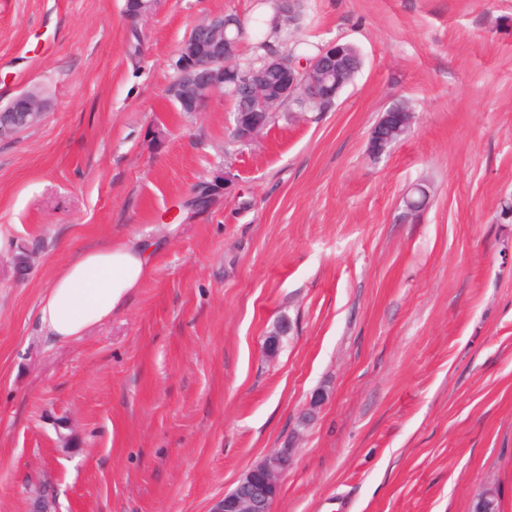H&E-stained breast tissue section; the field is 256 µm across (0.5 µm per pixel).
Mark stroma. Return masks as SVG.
Instances as JSON below:
<instances>
[{"label": "stroma", "instance_id": "stroma-1", "mask_svg": "<svg viewBox=\"0 0 512 512\" xmlns=\"http://www.w3.org/2000/svg\"><path fill=\"white\" fill-rule=\"evenodd\" d=\"M271 2L134 23L125 0H0V104L50 101L0 138V512L44 485L56 512H209L279 448L272 512H468L487 484L512 512V0H303L296 39L362 68L245 146L224 96L178 111L172 60L198 20ZM398 102L414 121L371 158ZM135 238L155 256L125 307L43 336L73 253Z\"/></svg>", "mask_w": 512, "mask_h": 512}]
</instances>
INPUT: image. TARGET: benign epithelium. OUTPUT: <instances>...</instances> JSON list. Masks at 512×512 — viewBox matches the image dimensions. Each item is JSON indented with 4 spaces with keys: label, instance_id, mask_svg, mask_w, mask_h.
<instances>
[{
    "label": "benign epithelium",
    "instance_id": "benign-epithelium-1",
    "mask_svg": "<svg viewBox=\"0 0 512 512\" xmlns=\"http://www.w3.org/2000/svg\"><path fill=\"white\" fill-rule=\"evenodd\" d=\"M156 0H126L125 13L133 20H143L153 11ZM240 42L226 34L224 17L205 18L196 23L178 51L175 79L168 95L182 112H198L212 96L220 94L232 103L233 131L245 143H256L268 126L267 117L277 112L282 103L300 96L320 102L336 93L327 79L342 74L352 60L343 46L331 42L320 48L310 62L290 63L279 52L269 53L262 66L241 73L232 89L224 88L225 61L239 55ZM279 72L283 81L274 90L265 83L266 74ZM48 107L47 99L34 91H26L0 107V137L12 135L38 123ZM409 113L386 111L379 115L368 139V152L377 157L393 143V136L412 125ZM236 180L229 168L214 182L198 189L195 198L204 204L209 193L220 188L229 190ZM291 449L268 453L237 481L236 486L218 501L211 512H272L280 491V479L291 465ZM475 512H501L498 491L484 486L472 499Z\"/></svg>",
    "mask_w": 512,
    "mask_h": 512
}]
</instances>
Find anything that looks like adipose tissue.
Masks as SVG:
<instances>
[{
  "label": "adipose tissue",
  "instance_id": "adipose-tissue-1",
  "mask_svg": "<svg viewBox=\"0 0 512 512\" xmlns=\"http://www.w3.org/2000/svg\"><path fill=\"white\" fill-rule=\"evenodd\" d=\"M153 251L151 242L137 239L73 254L39 301L44 335L68 342L110 320L148 277Z\"/></svg>",
  "mask_w": 512,
  "mask_h": 512
}]
</instances>
